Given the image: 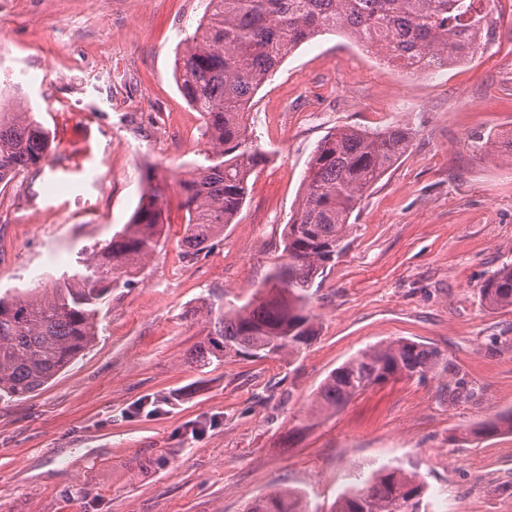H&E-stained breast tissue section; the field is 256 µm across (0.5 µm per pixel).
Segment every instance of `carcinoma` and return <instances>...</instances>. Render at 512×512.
<instances>
[{
    "label": "carcinoma",
    "instance_id": "1",
    "mask_svg": "<svg viewBox=\"0 0 512 512\" xmlns=\"http://www.w3.org/2000/svg\"><path fill=\"white\" fill-rule=\"evenodd\" d=\"M493 0H204L192 35L182 40L175 76L184 99L206 117L210 151L179 181L185 211L183 259L195 260L235 223L252 172L266 161L248 133L245 108L290 52L323 32L343 30L389 63L426 61L443 68L468 58ZM412 133L401 125L376 131L339 128L318 144L304 178V195L285 225L284 262L241 305L224 296L204 299L207 340L192 361L299 354L318 330L309 311L310 288L335 259L349 219L364 193L403 155ZM49 133L30 102L0 112V185L48 162ZM130 222L99 250L65 271L49 288L0 295V400L25 398L69 366L95 340L112 288L131 282L156 250L164 224L165 190L153 169ZM493 309L512 308V264L480 288ZM444 374L452 404L474 396L457 364L434 348L398 339L369 347L319 386L312 415L336 411L374 384L400 376ZM512 431V410L480 424L478 433ZM427 486L398 465H383L336 497V512H420ZM247 512H306L301 495L277 488L255 498Z\"/></svg>",
    "mask_w": 512,
    "mask_h": 512
}]
</instances>
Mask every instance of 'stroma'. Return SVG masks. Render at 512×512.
Returning <instances> with one entry per match:
<instances>
[{
  "label": "stroma",
  "instance_id": "35a3bbf8",
  "mask_svg": "<svg viewBox=\"0 0 512 512\" xmlns=\"http://www.w3.org/2000/svg\"><path fill=\"white\" fill-rule=\"evenodd\" d=\"M201 0H0V106L27 100L50 162L0 189V293L46 285L129 222L154 169L167 222L101 331L31 396L0 401V512H245L277 488L334 512L355 476L402 466L428 512H512V309L482 303L512 263V0H495L488 50L433 74L388 65L337 32L302 44L256 93L267 160L234 224L184 261L177 181L209 148L175 78ZM64 79H56V72ZM410 129L407 151L362 198L342 251L312 287L318 336L297 356L201 367L208 294L242 304L284 259L283 231L318 143L342 126ZM81 195H72V185ZM437 348L475 389L449 405L442 376L368 387L333 414L311 404L365 348Z\"/></svg>",
  "mask_w": 512,
  "mask_h": 512
}]
</instances>
